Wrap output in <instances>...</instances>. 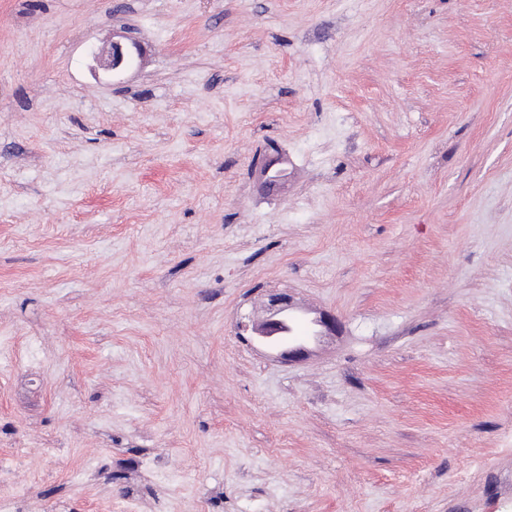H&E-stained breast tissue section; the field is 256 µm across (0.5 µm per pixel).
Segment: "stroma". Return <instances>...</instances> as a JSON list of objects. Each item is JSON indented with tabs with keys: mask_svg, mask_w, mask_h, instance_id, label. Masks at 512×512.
<instances>
[{
	"mask_svg": "<svg viewBox=\"0 0 512 512\" xmlns=\"http://www.w3.org/2000/svg\"><path fill=\"white\" fill-rule=\"evenodd\" d=\"M1 344L18 512H512V0H0ZM115 37L122 36L113 34L112 42L106 47L93 52L94 63L98 70L107 75H118L125 72L131 64V51L121 40ZM294 296L286 292L272 291L267 294L266 316L252 327V333L259 338L271 337L274 335L286 336L283 339L284 349L281 356L288 362H295L307 356V350L302 344H295L289 341L291 332L285 328L283 316L297 308ZM279 333V334H277Z\"/></svg>",
	"mask_w": 512,
	"mask_h": 512,
	"instance_id": "obj_1",
	"label": "stroma"
}]
</instances>
